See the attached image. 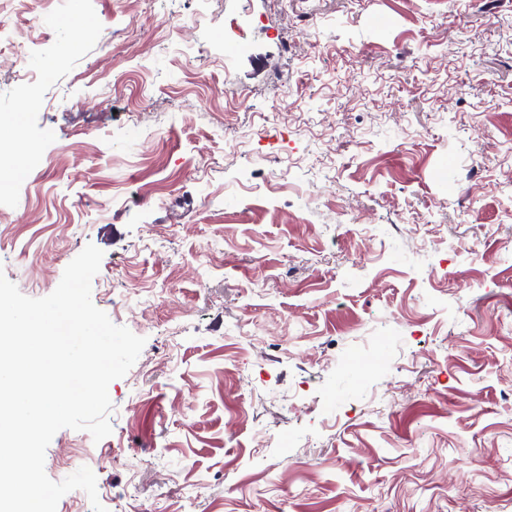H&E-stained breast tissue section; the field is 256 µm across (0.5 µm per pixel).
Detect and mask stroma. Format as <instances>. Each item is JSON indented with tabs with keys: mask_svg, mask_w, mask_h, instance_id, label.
I'll return each instance as SVG.
<instances>
[{
	"mask_svg": "<svg viewBox=\"0 0 512 512\" xmlns=\"http://www.w3.org/2000/svg\"><path fill=\"white\" fill-rule=\"evenodd\" d=\"M26 296L144 337L107 512H512V0H0ZM44 81L39 101L22 80Z\"/></svg>",
	"mask_w": 512,
	"mask_h": 512,
	"instance_id": "stroma-1",
	"label": "stroma"
}]
</instances>
